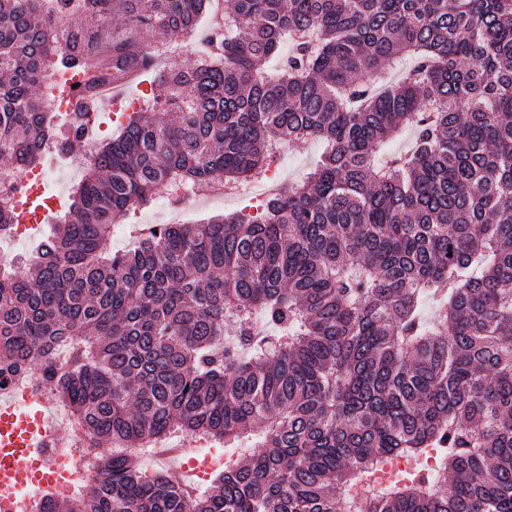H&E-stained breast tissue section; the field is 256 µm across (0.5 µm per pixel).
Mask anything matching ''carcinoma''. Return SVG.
<instances>
[{
    "label": "carcinoma",
    "mask_w": 512,
    "mask_h": 512,
    "mask_svg": "<svg viewBox=\"0 0 512 512\" xmlns=\"http://www.w3.org/2000/svg\"><path fill=\"white\" fill-rule=\"evenodd\" d=\"M212 8L0 0L15 168L70 154L99 109L84 98L58 124L46 73L149 82L38 256L0 262V374L62 355L41 375L97 448L99 478L46 512H344V487L431 450L440 472L356 512H512V0H226L206 58L157 68L154 48ZM404 128L410 150L382 156ZM308 139L325 144L315 168L257 216L112 251L110 227L160 188L243 186ZM258 423L202 493L133 452L174 434L233 448Z\"/></svg>",
    "instance_id": "1"
}]
</instances>
